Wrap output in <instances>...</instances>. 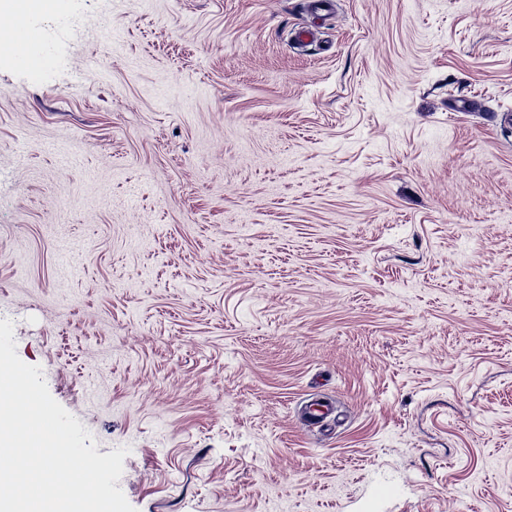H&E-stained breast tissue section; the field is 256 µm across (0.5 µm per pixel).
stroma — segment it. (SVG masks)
Here are the masks:
<instances>
[{"label": "stroma", "instance_id": "1", "mask_svg": "<svg viewBox=\"0 0 512 512\" xmlns=\"http://www.w3.org/2000/svg\"><path fill=\"white\" fill-rule=\"evenodd\" d=\"M334 2L0 58V320L136 512H512V0Z\"/></svg>", "mask_w": 512, "mask_h": 512}]
</instances>
